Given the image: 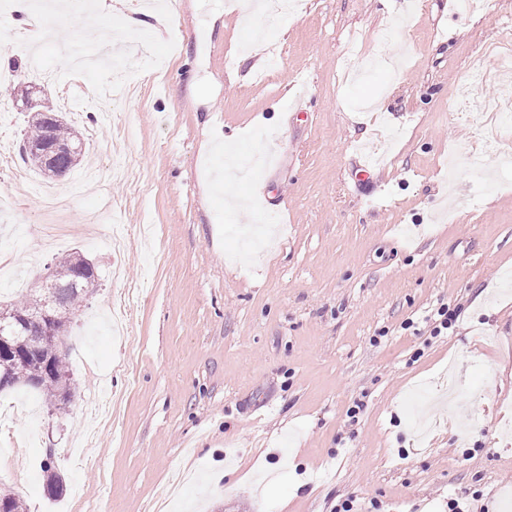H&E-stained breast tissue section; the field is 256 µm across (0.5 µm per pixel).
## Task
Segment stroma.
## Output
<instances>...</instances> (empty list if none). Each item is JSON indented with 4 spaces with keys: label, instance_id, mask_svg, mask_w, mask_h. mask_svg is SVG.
Masks as SVG:
<instances>
[{
    "label": "stroma",
    "instance_id": "1",
    "mask_svg": "<svg viewBox=\"0 0 512 512\" xmlns=\"http://www.w3.org/2000/svg\"><path fill=\"white\" fill-rule=\"evenodd\" d=\"M161 2L116 0L94 30L59 20L83 53L138 37L152 51L85 74L89 89L126 86L108 119L63 100L55 41L40 42L50 82L0 13L13 64L0 84L43 85L90 160L111 165L123 146L120 173L60 216L63 242L45 238L37 197L0 208V258L27 289L66 253L97 273L63 338L66 410L0 392L35 410L0 424V443L41 430L27 484L0 486L28 512H147L176 478L168 512H330L349 497L362 512H448L452 498L512 512V125L489 152L475 122L449 118L472 62L495 67L512 42V0L465 15L456 0H302L287 28L267 17L265 45L227 0ZM388 87L389 111L356 109ZM105 200L125 227L116 253ZM118 297L120 335L106 313ZM443 305L459 327L434 338L423 318ZM88 435L84 467L73 451Z\"/></svg>",
    "mask_w": 512,
    "mask_h": 512
}]
</instances>
